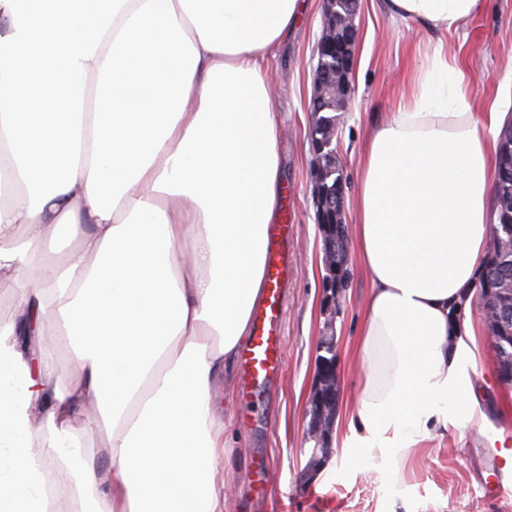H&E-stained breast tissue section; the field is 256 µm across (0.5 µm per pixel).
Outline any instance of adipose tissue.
<instances>
[{"instance_id": "adipose-tissue-1", "label": "adipose tissue", "mask_w": 512, "mask_h": 512, "mask_svg": "<svg viewBox=\"0 0 512 512\" xmlns=\"http://www.w3.org/2000/svg\"><path fill=\"white\" fill-rule=\"evenodd\" d=\"M482 0H385L451 34ZM302 0H0V512H224V377L282 204L263 60ZM95 78L91 109L84 88ZM505 116L440 44L370 134L353 249L371 283L343 448L401 466L484 425L475 285ZM62 263L32 252L56 234ZM72 356L54 381L39 340ZM111 465L99 471L90 442Z\"/></svg>"}]
</instances>
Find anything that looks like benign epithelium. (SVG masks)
Returning <instances> with one entry per match:
<instances>
[{"label":"benign epithelium","mask_w":512,"mask_h":512,"mask_svg":"<svg viewBox=\"0 0 512 512\" xmlns=\"http://www.w3.org/2000/svg\"><path fill=\"white\" fill-rule=\"evenodd\" d=\"M323 29L318 48L328 53L318 57L314 71L313 99L331 102L343 109L351 93L350 76L354 62V45L359 0H324ZM336 130L320 131L315 125L308 127V140L315 154L316 180L314 199L318 224L324 234L325 262L329 270L336 271V251L345 236L344 193L346 180L336 156ZM333 174V182L326 175ZM318 380L310 399V433L322 436V420L336 413L339 384L336 373V351L327 346L326 355L318 359Z\"/></svg>","instance_id":"7a95c632"}]
</instances>
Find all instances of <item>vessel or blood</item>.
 Segmentation results:
<instances>
[{
  "mask_svg": "<svg viewBox=\"0 0 512 512\" xmlns=\"http://www.w3.org/2000/svg\"><path fill=\"white\" fill-rule=\"evenodd\" d=\"M287 239V225L271 228L266 246L265 298L254 313L251 336L240 354L245 383L251 389L263 386L284 364L278 284L288 271Z\"/></svg>",
  "mask_w": 512,
  "mask_h": 512,
  "instance_id": "1",
  "label": "vessel or blood"
}]
</instances>
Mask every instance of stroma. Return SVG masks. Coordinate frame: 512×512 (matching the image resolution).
<instances>
[{
    "label": "stroma",
    "instance_id": "1",
    "mask_svg": "<svg viewBox=\"0 0 512 512\" xmlns=\"http://www.w3.org/2000/svg\"><path fill=\"white\" fill-rule=\"evenodd\" d=\"M323 0L307 6L287 42L267 61L274 77L280 173L288 188L291 266L280 283L285 363L281 373L254 395L242 390V372L224 383L230 416L225 431L231 451L223 462L227 480L224 512H512V492H487L489 463L501 449L494 432L512 438V384L497 372L489 334L478 338L475 379L490 423L466 438L455 429L412 449L401 475L371 464L358 448L309 441V400L325 342H332L340 385L339 409L355 403L362 369L356 356L370 280L356 255H348L345 288L332 285L324 262L322 229L315 221L313 155L306 132L312 120L315 47ZM358 40L350 101L336 115V148L346 177L345 224L354 221L360 160L372 124L397 111L407 98L412 73L441 42L458 53L475 94L476 110L496 106L512 115V0H486L481 12L457 33L428 31L407 21L391 24L381 0H360Z\"/></svg>",
    "mask_w": 512,
    "mask_h": 512
}]
</instances>
